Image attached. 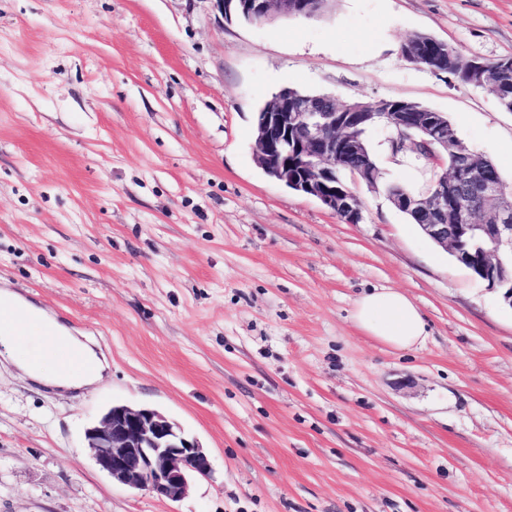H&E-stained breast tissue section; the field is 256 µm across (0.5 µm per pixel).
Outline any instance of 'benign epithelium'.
Listing matches in <instances>:
<instances>
[{"label": "benign epithelium", "mask_w": 512, "mask_h": 512, "mask_svg": "<svg viewBox=\"0 0 512 512\" xmlns=\"http://www.w3.org/2000/svg\"><path fill=\"white\" fill-rule=\"evenodd\" d=\"M218 9L232 18V7L240 2L252 9L257 21L277 16H308L309 0H215ZM454 66L466 70L476 87L493 90L500 76L512 70L503 60L492 69L477 57L457 55ZM324 108L317 98L297 100L283 89L257 114L254 157L269 176L291 190L319 200L348 224L363 221L362 208L352 193L336 182V161L357 162L356 170L367 182L375 174L364 165V148L351 133L369 121L396 126L398 132L416 129L424 135L426 156L445 170L428 192L413 195L399 189L388 200L399 211L425 218L423 234L453 255L469 272L478 271L488 287L512 284V264L501 256H512V187L497 173L479 165L481 155L460 138L448 134V117L441 112H410L409 103L379 100L378 112H365L358 102L336 103L328 98ZM475 197L480 212L470 217L459 209L460 195ZM86 447L101 470L112 480L131 489L178 501L184 498L193 477L206 478L212 466L204 448L188 436L173 419L150 407L117 405L108 410L85 433Z\"/></svg>", "instance_id": "1"}]
</instances>
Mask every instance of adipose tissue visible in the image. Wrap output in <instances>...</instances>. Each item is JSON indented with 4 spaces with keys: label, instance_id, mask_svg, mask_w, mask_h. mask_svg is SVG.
Listing matches in <instances>:
<instances>
[{
    "label": "adipose tissue",
    "instance_id": "ef3b65f1",
    "mask_svg": "<svg viewBox=\"0 0 512 512\" xmlns=\"http://www.w3.org/2000/svg\"><path fill=\"white\" fill-rule=\"evenodd\" d=\"M352 319L366 335L397 350H411L428 335L427 324L413 301L401 291L386 288L361 295L354 303ZM0 345L16 355L17 366L32 378L66 388L89 386L101 380L102 369L92 372L62 371L59 364L33 359L18 334L0 335Z\"/></svg>",
    "mask_w": 512,
    "mask_h": 512
}]
</instances>
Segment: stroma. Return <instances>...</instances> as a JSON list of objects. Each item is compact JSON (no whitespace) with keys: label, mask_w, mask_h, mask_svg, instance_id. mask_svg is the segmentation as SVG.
I'll use <instances>...</instances> for the list:
<instances>
[{"label":"stroma","mask_w":512,"mask_h":512,"mask_svg":"<svg viewBox=\"0 0 512 512\" xmlns=\"http://www.w3.org/2000/svg\"><path fill=\"white\" fill-rule=\"evenodd\" d=\"M416 33L512 55V0H334L226 21L213 0H0V289L52 311L108 368L79 389L0 353V512H512V306L357 179L349 224L253 158L292 87L448 115L512 185V112L407 60ZM370 145L387 179L427 170ZM405 293L399 351L354 300ZM152 406L212 473L173 502L95 464L85 430ZM352 319L367 336L397 350H412L428 335L417 306L393 288L361 295L354 303Z\"/></svg>","instance_id":"obj_1"}]
</instances>
